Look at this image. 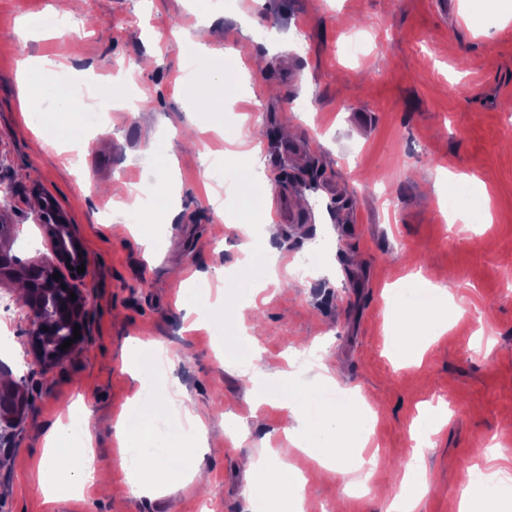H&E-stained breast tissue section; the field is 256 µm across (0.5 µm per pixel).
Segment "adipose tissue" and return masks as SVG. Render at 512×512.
Listing matches in <instances>:
<instances>
[{
	"mask_svg": "<svg viewBox=\"0 0 512 512\" xmlns=\"http://www.w3.org/2000/svg\"><path fill=\"white\" fill-rule=\"evenodd\" d=\"M24 92L21 109L28 123L38 126L42 139L67 142L78 136L80 127L71 116L75 110L72 93L59 85L51 75L50 60H43L37 71L22 75ZM53 102L52 111H40L42 102ZM276 278L274 266L259 260L255 277L237 282L225 289L208 304L204 319L212 331L214 343L224 345L229 359L251 357L253 350L245 339L225 341L224 330L235 324L242 296L265 287ZM454 297L441 285L422 281L410 275L388 291L389 319L387 333L392 341L395 358L421 361L426 348L414 341L416 325L429 327L434 335H443L447 320L440 314ZM165 350L154 341L137 339L125 346L124 368L138 384V389L115 425L122 453L119 465L126 470L135 490L164 485L182 477L195 478L200 469L201 455L196 443L206 433L197 409L185 406L179 398L158 393L156 380L159 364L165 360ZM256 404L274 403L287 412L282 432L299 451L325 470H335L344 463L351 474L352 484L368 481L379 466L377 454L367 448L373 428L374 413L364 399L352 394H340L330 375H322L316 392L282 384L261 390ZM443 416L424 411L415 428L414 466L402 479L400 493L394 498L393 512H415L430 484L417 462L424 455L432 436L439 432ZM92 437L87 432L74 431L69 423L58 420L44 437L42 451L36 462V484L44 496H64L73 492L98 488L96 465L90 453ZM499 454L489 451L483 477L485 488L480 498L462 495L458 512H506L504 502L493 492L494 486L512 476L497 463ZM246 492L258 500L262 512H290V494L295 487L306 485V475L278 451L265 449L249 456Z\"/></svg>",
	"mask_w": 512,
	"mask_h": 512,
	"instance_id": "ef3b65f1",
	"label": "adipose tissue"
}]
</instances>
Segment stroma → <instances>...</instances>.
I'll use <instances>...</instances> for the list:
<instances>
[{
    "mask_svg": "<svg viewBox=\"0 0 512 512\" xmlns=\"http://www.w3.org/2000/svg\"><path fill=\"white\" fill-rule=\"evenodd\" d=\"M446 2L442 14L434 0H82L73 13L69 0H0V185L10 189L7 221L17 227L12 252L26 259L44 249L33 218L55 204L88 257L80 284L89 308L81 348L45 370L28 355L17 285H0L13 303L11 322L0 321V336H12L0 362L29 387L24 426L0 454V512H256L241 460L265 442L310 472L308 512L333 500L339 512H388L412 464L420 410L441 397L450 415L424 455L433 489L416 512H458V472L482 462L489 446L512 468V429L502 424L512 417V152L502 147L512 137V0ZM40 12L71 14L80 55L68 38L24 34L22 18ZM205 23L210 55L242 64L236 79H207L200 92L215 113L195 125L175 80L187 70L183 49ZM159 31L174 41H155ZM356 37L362 46L353 53ZM46 54L61 84L128 81L146 99L134 112L113 101L94 124L74 114L81 146L45 144L20 112L18 70ZM243 127L260 134L264 165L241 162ZM158 145L171 157L164 172L153 156ZM222 155L268 181L265 210L250 209L241 193L216 212L212 198L233 180L213 165ZM450 172L482 182L489 222L448 225L457 195ZM129 182L175 210L144 211L155 236L149 248L125 226V197L110 193ZM273 209L283 214L269 241L279 281L246 303L236 330L249 333L256 320L267 327L251 338L257 376L294 371L297 356L316 345L337 386L360 392L376 411L370 445L395 471L359 488L335 472L311 473L281 431L282 409L254 407L242 368L221 357L207 328L189 331L191 318L176 303L183 283L172 268L206 275L216 290V269L246 278L240 254L249 238L239 227L265 224ZM304 256L313 259L309 280L296 276ZM447 269L463 315L421 365L396 361L384 288L411 273L434 283ZM480 337L493 347L469 355ZM133 338L161 343L170 382L208 410L205 486L177 479L141 496L117 463L113 426L134 394L122 354ZM76 400L112 492L48 500L33 487V462L47 427ZM233 420L245 423V438L225 436Z\"/></svg>",
    "mask_w": 512,
    "mask_h": 512,
    "instance_id": "stroma-1",
    "label": "stroma"
}]
</instances>
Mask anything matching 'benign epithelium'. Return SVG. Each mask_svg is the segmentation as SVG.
<instances>
[{
    "mask_svg": "<svg viewBox=\"0 0 512 512\" xmlns=\"http://www.w3.org/2000/svg\"><path fill=\"white\" fill-rule=\"evenodd\" d=\"M48 241V252L26 261L11 254L15 242L14 226L3 223L0 217V283L20 281L27 286L24 306L29 327L28 348L33 360L43 369H50L77 351L85 341L87 301L78 288L80 274L75 267L86 261L78 246L73 225L58 211H40L34 218ZM59 273V279L53 274ZM76 300L70 299V293ZM79 326L81 337L67 349L59 346L73 339L74 326ZM28 406L26 385L11 381L0 382V446L6 445L16 434Z\"/></svg>",
    "mask_w": 512,
    "mask_h": 512,
    "instance_id": "obj_1",
    "label": "benign epithelium"
}]
</instances>
